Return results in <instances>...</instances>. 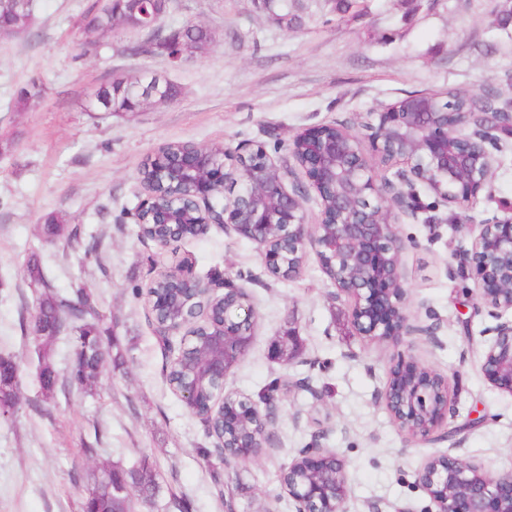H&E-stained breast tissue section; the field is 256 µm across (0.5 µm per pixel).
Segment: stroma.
I'll use <instances>...</instances> for the list:
<instances>
[{
    "mask_svg": "<svg viewBox=\"0 0 512 512\" xmlns=\"http://www.w3.org/2000/svg\"><path fill=\"white\" fill-rule=\"evenodd\" d=\"M93 2L34 0L30 26L0 39V356L19 364L21 378L18 409L0 414V512H82L99 463L144 460L160 489L134 512H224L228 500L235 512H294L280 472L315 442L345 463L348 512H428L415 478L435 452L492 474L512 470V395L481 370L497 320L458 255L479 223L512 210V147L499 152L467 223L426 192L417 216L399 221L407 310L415 324L434 327L431 339L369 343L353 334L350 304L315 251L293 278L277 281L232 230L211 227L171 252L138 238L125 216L141 165L165 143L257 144L277 158L305 128L357 132L366 112L413 92L492 87L512 103V25L494 16L502 0H360L341 21L336 0H283L286 23L265 0H170L164 28L196 24L210 34L203 53L177 64L160 49L138 52L142 34L119 25L84 50ZM150 74L173 83L177 97L137 112L87 111L100 86ZM34 81L41 95L17 109ZM51 212L78 230L70 246L45 235ZM91 244L101 263L86 260ZM34 256L56 292L85 288L130 348L121 369L104 368L97 395L70 385L41 394L39 350L20 326L38 295L25 277ZM181 261L251 296L255 337L226 387L251 399L274 391L276 419L259 460L205 465L199 451L218 456L215 440L166 383L171 354L159 346L144 291ZM290 333L301 338L299 356L272 359V342ZM402 358L449 379L455 411L440 441L408 438L378 397ZM88 446L94 456H84Z\"/></svg>",
    "mask_w": 512,
    "mask_h": 512,
    "instance_id": "stroma-1",
    "label": "stroma"
}]
</instances>
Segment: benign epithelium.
Here are the masks:
<instances>
[{
  "mask_svg": "<svg viewBox=\"0 0 512 512\" xmlns=\"http://www.w3.org/2000/svg\"><path fill=\"white\" fill-rule=\"evenodd\" d=\"M146 15L133 8L120 24L133 31L160 27V20L145 23ZM369 144L348 127L313 126L293 141L288 156L276 160L264 148L218 156L206 145L187 144L157 171L162 183L186 185L193 202L184 211V199L161 200L143 190L134 223L150 210L153 223L171 232L151 242L165 249L175 242L194 239L213 226H227L257 245L266 270L281 268L287 258L313 248L338 293L352 303L357 333L371 342L397 341L404 336L433 338V329L412 322L406 309L407 287L401 265L402 246L397 234L400 215L414 213L419 182L445 205L465 213L488 185L497 169V157L487 147L496 127L512 131V111L493 107L491 112L442 111L439 95L417 96L412 111L395 102L367 113ZM300 167L306 183L285 184L290 161ZM397 168L394 179L378 178L376 167ZM319 199V213L309 221L308 189ZM465 261L474 265L479 296L493 309L499 323L492 328L483 354L482 372L495 388L512 395V289L504 288V275L512 279V216L479 225ZM181 288L172 295L153 294L148 305L186 306L200 288L216 291L182 265ZM224 312L207 338L211 353L210 375L221 387L214 404L224 409V424L236 422V412L224 402L230 371L248 353L254 336L255 309L244 287L226 278ZM387 410L410 437L430 443L450 412L452 398L447 380L414 360L390 368L381 391ZM259 419L235 458L261 456L268 438L265 410L252 400ZM332 456L314 444L303 449L288 469L310 475L306 481L288 480V497L295 512H346V472L342 460L329 468ZM416 481L430 496L434 512H512V471L492 475L472 460L449 453L429 456L416 473Z\"/></svg>",
  "mask_w": 512,
  "mask_h": 512,
  "instance_id": "benign-epithelium-1",
  "label": "benign epithelium"
}]
</instances>
